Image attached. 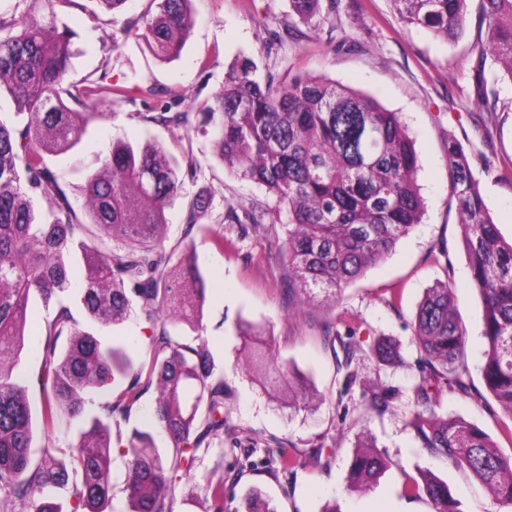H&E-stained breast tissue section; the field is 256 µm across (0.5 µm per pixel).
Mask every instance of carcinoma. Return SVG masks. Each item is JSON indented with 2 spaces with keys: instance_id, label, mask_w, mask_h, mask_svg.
<instances>
[{
  "instance_id": "1",
  "label": "carcinoma",
  "mask_w": 512,
  "mask_h": 512,
  "mask_svg": "<svg viewBox=\"0 0 512 512\" xmlns=\"http://www.w3.org/2000/svg\"><path fill=\"white\" fill-rule=\"evenodd\" d=\"M73 0H15L0 13V98L16 111L0 117V501L10 512H105L112 492L110 428L129 418L138 400L144 366L129 347L95 333L118 325L138 310L152 320L167 309L197 333L192 346L161 330L152 346L148 379L159 396L150 426L164 432L172 451L154 444L151 430H136L124 448L130 512H173L172 485L209 450L208 437L224 432V381L213 377L202 340L205 279L180 248L178 266L161 235L166 212L181 196L177 161L157 146L117 142L89 171L73 204L47 154L77 147L98 106L121 96L106 74L69 80L72 33L58 26V9ZM151 14L112 32V46L130 35L160 59L181 52L194 25L190 0H152ZM322 0H290L293 15L320 28ZM467 0H394L402 20L436 38L456 40ZM485 4L479 56L489 55L512 81V0ZM211 126L217 158L240 180L259 185L271 203L238 213L224 205L229 224L262 225L283 232L278 260L289 285L308 298L334 300L344 288L385 260L421 221L417 154L399 116L375 99L324 75H297L277 82L260 78L257 65L240 56L223 89L200 112ZM145 120L186 126L188 112H156ZM448 174L471 277L483 304L485 349L479 371L487 393L503 411L501 434L512 441V239L492 220L463 147L448 140ZM48 204V214L37 210ZM212 208L200 192L189 203L195 225ZM82 269L79 288L88 327L80 326L66 301L73 262ZM38 300L53 309L43 342V368L34 379L20 370L27 314ZM413 329L429 372L413 389L408 426L420 447L470 474L497 502L512 508V452L506 453L480 427L439 413L448 389L468 391L467 329L459 318L455 289L440 283L417 306ZM248 340L252 375L264 391L295 374L271 354L263 334L240 327ZM66 348L57 353L58 341ZM374 352L383 364L401 360L398 346L381 341ZM33 383L42 396L47 443L34 447L33 418L24 396ZM108 392L100 414L68 444L59 462L53 434L82 416L86 396ZM288 408L306 410L315 396L302 383L288 386ZM395 394L370 388L365 409H387ZM388 466L373 437L363 432L348 470V490L371 488ZM67 493V508L47 490ZM224 512V480L193 484ZM407 490L425 496L433 512H461L448 482L432 471L408 478ZM244 512H278L262 494L245 498Z\"/></svg>"
}]
</instances>
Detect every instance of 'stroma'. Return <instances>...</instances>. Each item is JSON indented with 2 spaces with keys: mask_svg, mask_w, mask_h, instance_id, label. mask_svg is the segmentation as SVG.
Masks as SVG:
<instances>
[{
  "mask_svg": "<svg viewBox=\"0 0 512 512\" xmlns=\"http://www.w3.org/2000/svg\"><path fill=\"white\" fill-rule=\"evenodd\" d=\"M195 23L179 57L161 60L145 43L129 38L113 47L114 21L154 11L152 0H127L121 12L102 11L96 0H72L59 23L73 32L72 80L104 73L121 88L120 98L101 108L72 151L49 163L74 202H82L84 176L114 142L162 146L181 166L195 164L184 176L183 195L167 212L166 245L187 240L195 245L206 283L203 336L213 353L216 373L224 379L228 411L223 435L210 437V449L191 474L224 478V512H242L248 491L273 500L278 512H321L331 500L342 512H432L427 498L405 493L407 475L432 470L447 481L462 512H501L487 490L469 474L434 460L420 448L407 425L412 389L421 379L413 335V316L424 291L447 282L456 291L459 315L468 334V393L446 391L440 411L464 418L491 437L502 450L512 442L499 435L503 413L479 375L485 342L483 309L474 287L457 223L448 178L449 140L468 156L485 204L504 236L512 235V82L503 80L493 60H480L482 0H467L462 36L452 42L433 38L407 25L392 0H336L334 33L296 23V37L269 48V33L290 15L289 0H192ZM252 58L260 77L284 81L294 74H322L375 98L398 113L415 142L417 184L424 203L420 224L388 258L370 268L330 302L289 296L287 272L277 260L273 235L254 224L224 223V206L267 202L264 188L238 179L217 160L211 135L198 121L188 126L145 122L153 112H198L224 86L238 56ZM158 93L146 95L147 85ZM214 194L211 215L190 226L186 214L200 187ZM50 313L41 303L30 308L22 364L27 376L40 371L44 325ZM262 326L274 353L293 362L314 386L320 401L294 413L252 384L237 350L239 322ZM160 321L138 315L105 333L124 340L137 360L150 356ZM351 345L358 381L344 388L343 356L334 355L330 337ZM396 340L404 357L400 366L382 365L374 353L378 340ZM395 391L389 409L364 413L371 383ZM369 429L391 464L370 490L348 492V465L360 429ZM331 450L314 463L317 442ZM266 448L270 466L244 464L252 443ZM295 465L277 464L280 451Z\"/></svg>",
  "mask_w": 512,
  "mask_h": 512,
  "instance_id": "1",
  "label": "stroma"
}]
</instances>
